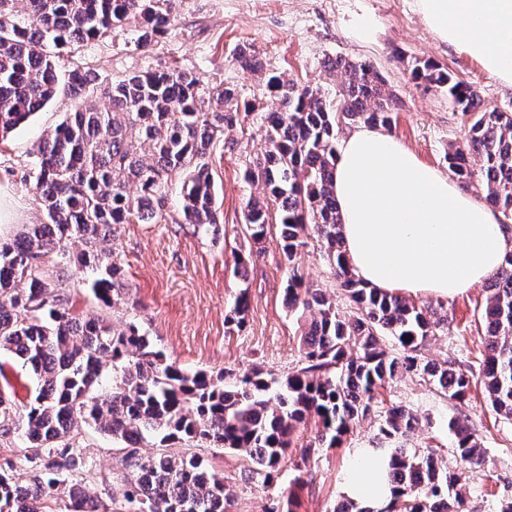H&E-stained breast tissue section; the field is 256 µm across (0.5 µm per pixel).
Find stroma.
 <instances>
[{"label": "stroma", "mask_w": 512, "mask_h": 512, "mask_svg": "<svg viewBox=\"0 0 512 512\" xmlns=\"http://www.w3.org/2000/svg\"><path fill=\"white\" fill-rule=\"evenodd\" d=\"M133 28L111 37L84 43L74 54L61 55L57 68L79 64L94 68L98 85L88 103L104 107L105 90L135 71L179 67L196 73L204 89L232 86L241 100L256 110L224 133L209 158L215 205L220 225H120L113 248L124 264L125 289L114 307L96 299L81 276L66 283L80 311L107 318L114 324L135 322L147 332L167 361L211 375L263 369L267 378L283 380L301 365L302 334L310 314L288 311L284 287L289 276L281 256L276 225H269L263 252L238 273L235 261L253 244L246 229V203L258 188L245 179L249 163L264 149L261 114L272 107L256 75L244 72L233 55L245 46L265 68L286 73L300 84L320 88L336 100L338 81L324 69L340 56L369 61L386 77L398 107L391 134L422 162L448 170V145L461 137L460 119L447 93L414 80L415 62L431 61L472 85L484 105L512 112V86L488 73L458 44L438 39L416 11L413 0H175L172 26L149 48L137 47ZM75 108L66 94H58L41 111L0 143V240H13L28 224L43 218L33 189L34 162L40 141ZM305 282L327 290L339 310L348 302L323 258L317 240H309L297 259ZM247 291L250 308L244 328L227 326L225 315L240 291ZM487 290L477 283L444 300L415 296L416 304H443L448 328L432 337L424 349L427 360H456L476 374L484 358L481 319ZM37 380L32 370L11 352L0 350V393L17 405L31 402ZM382 406L411 407L426 419L414 438L416 446L433 448L452 461V418L475 428L485 449V463L466 475L470 512H498L512 489V423L496 415L482 385L456 407L433 386L416 377L398 376L382 390ZM378 417L360 420L336 448L316 449L310 472L294 482L298 451H289L278 481L245 479L250 467L241 453L202 449L207 464L223 474L231 504L228 512H333L343 494L349 470L359 449L371 447ZM87 468L81 477L91 492L111 486L120 474L118 454L110 437L93 427L78 436Z\"/></svg>", "instance_id": "obj_1"}]
</instances>
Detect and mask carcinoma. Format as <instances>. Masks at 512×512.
<instances>
[{
    "label": "carcinoma",
    "instance_id": "cac0c4a2",
    "mask_svg": "<svg viewBox=\"0 0 512 512\" xmlns=\"http://www.w3.org/2000/svg\"><path fill=\"white\" fill-rule=\"evenodd\" d=\"M171 0H0V138L5 139L59 91L78 106L43 138L34 188L44 219L0 242V349L29 363L38 377L34 400L19 412L0 394V429L23 440L35 464L25 481L13 465H0V512H227L224 477L194 451L172 454L175 441L239 452L256 475H278L296 433L314 417V441L334 448L376 407L379 390L398 375L418 376L448 402L461 405L474 378L448 359L427 361L423 349L448 326L443 305L419 306L393 292L367 288L351 272L342 248L341 221L332 194L337 139L345 127L390 129L396 100L383 74L367 61L327 62L339 79V100L270 71L246 47L234 55L260 76L276 106L264 113L266 148L246 168L263 197L246 205L250 237L258 242L270 219L281 226L280 247L291 268L284 300L294 312L315 316L302 335V366L278 386L260 368L236 378L187 372L167 362L149 336L129 322L117 328L104 317L79 312L62 288L73 270L90 271V288L106 306L122 299L124 269L108 242L122 224L165 219L169 183L183 175L182 215L187 224L220 223L207 156L250 105L235 89L203 95L190 71L131 74L107 90L101 111L85 97L97 86L92 69L74 66L61 76L54 51L105 38L131 22L137 45L148 46L170 27ZM414 79L448 94L460 115L462 138L448 146V169L476 192L512 230V112L489 109L469 84L430 61H417ZM317 237L350 310L309 287L296 260ZM70 245L80 247L75 254ZM250 308L242 292L225 321L244 326ZM485 355L480 381L491 408L512 421V251L489 278L482 311ZM399 345L393 355L384 337ZM112 362V391L97 394L103 361ZM84 425L121 441L125 474L112 491L89 494L74 480L86 467L74 441ZM421 419L409 407L380 412L378 452L390 459L392 500L380 512H469L463 493L468 468L485 453L467 425L448 422L458 467L411 438ZM160 434L162 450L140 452L146 432Z\"/></svg>",
    "mask_w": 512,
    "mask_h": 512
}]
</instances>
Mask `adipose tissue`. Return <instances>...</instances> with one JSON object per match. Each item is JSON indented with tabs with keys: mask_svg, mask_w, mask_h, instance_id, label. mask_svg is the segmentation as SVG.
<instances>
[{
	"mask_svg": "<svg viewBox=\"0 0 512 512\" xmlns=\"http://www.w3.org/2000/svg\"><path fill=\"white\" fill-rule=\"evenodd\" d=\"M428 28L512 85V0H415ZM332 190L344 249L368 287L453 297L486 280L512 240L494 211L423 164L388 132L360 126L341 142ZM389 460L362 449L343 487L362 506L391 499Z\"/></svg>",
	"mask_w": 512,
	"mask_h": 512,
	"instance_id": "1",
	"label": "adipose tissue"
}]
</instances>
